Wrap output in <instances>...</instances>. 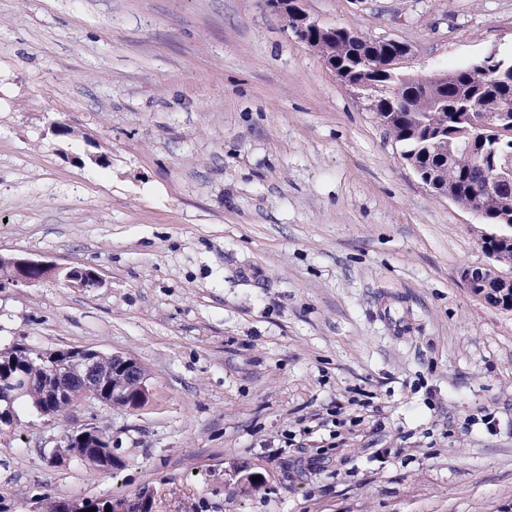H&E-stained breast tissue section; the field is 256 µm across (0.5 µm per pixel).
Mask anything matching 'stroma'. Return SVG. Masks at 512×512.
I'll list each match as a JSON object with an SVG mask.
<instances>
[{"label": "stroma", "instance_id": "stroma-1", "mask_svg": "<svg viewBox=\"0 0 512 512\" xmlns=\"http://www.w3.org/2000/svg\"><path fill=\"white\" fill-rule=\"evenodd\" d=\"M305 7L411 44L416 76L512 56V0ZM504 231L427 187L266 0H0V255L102 280L0 288V346L132 357L152 388L17 401L0 496L512 512V308L461 277ZM86 425L111 470L52 463Z\"/></svg>", "mask_w": 512, "mask_h": 512}]
</instances>
